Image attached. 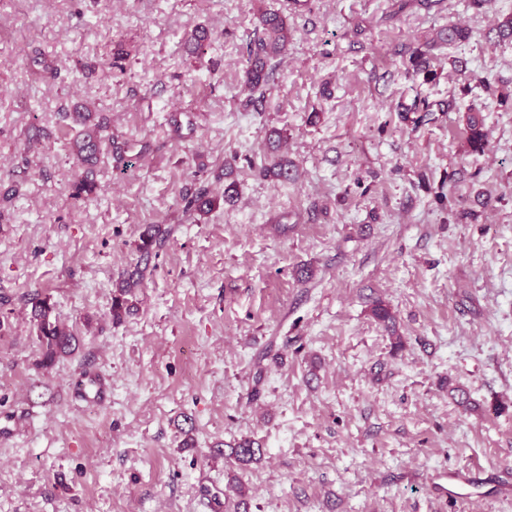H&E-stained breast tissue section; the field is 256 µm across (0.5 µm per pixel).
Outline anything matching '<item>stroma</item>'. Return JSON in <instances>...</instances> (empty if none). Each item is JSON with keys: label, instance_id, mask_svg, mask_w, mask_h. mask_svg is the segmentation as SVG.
I'll list each match as a JSON object with an SVG mask.
<instances>
[{"label": "stroma", "instance_id": "obj_1", "mask_svg": "<svg viewBox=\"0 0 512 512\" xmlns=\"http://www.w3.org/2000/svg\"><path fill=\"white\" fill-rule=\"evenodd\" d=\"M290 2L0 0V512H512V0ZM269 10L291 38L260 95ZM452 25L469 40L409 70ZM76 103L108 122L82 202ZM277 156L291 180L263 175ZM36 294L77 338L49 366ZM86 370L104 404L74 396ZM244 439L263 455L242 468ZM261 23L265 37L248 46L246 77L252 90L262 93L269 78L267 60L288 42V25L286 18L278 12L263 13ZM463 122L467 132V144L472 151H483L486 144L484 119L480 111L465 112ZM164 237L160 235L155 228L150 229L141 237V243L138 250L141 254V261L144 262L142 268L141 262L133 271L121 275L114 284L112 296L111 316L113 322H121L123 318L130 314L135 307L136 291L142 288L146 272L148 269L149 257L155 247L160 246ZM479 478L465 470H456L448 472V497H464L468 487L477 483Z\"/></svg>", "mask_w": 512, "mask_h": 512}]
</instances>
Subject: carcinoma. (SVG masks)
Segmentation results:
<instances>
[{
  "label": "carcinoma",
  "mask_w": 512,
  "mask_h": 512,
  "mask_svg": "<svg viewBox=\"0 0 512 512\" xmlns=\"http://www.w3.org/2000/svg\"><path fill=\"white\" fill-rule=\"evenodd\" d=\"M265 37L249 44L247 50V83L254 91H261L267 85L269 73L267 60L276 54L288 42V25L286 18L278 12H266L261 15ZM470 32L462 27H450L439 35L442 43L455 44L469 40ZM72 124L80 127V133L73 141V151L80 161L82 170L72 185L71 198L82 200L94 190V168L101 152L103 138L102 122L97 113L85 107H76L66 113ZM467 132V144L473 151H481L486 144L484 119L479 111L470 110L463 116ZM217 204V198L209 189H198L186 203V209L200 216L208 214ZM163 236L156 229H150L141 237L138 250L141 260L147 262L154 248L160 246ZM147 268L136 266L130 272L121 275L114 284L112 296V321L118 323L133 311L136 291L143 286ZM31 318L35 335L43 350L44 362L48 365L69 352L74 336L53 316V306L49 298L38 295L31 298ZM260 444L245 439L232 448V456L242 465H248L261 455Z\"/></svg>",
  "instance_id": "carcinoma-1"
}]
</instances>
